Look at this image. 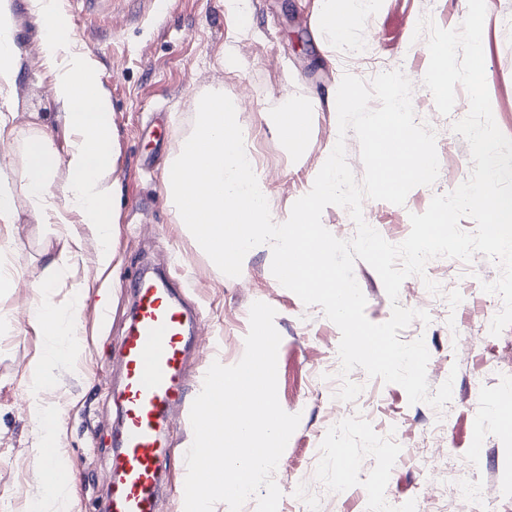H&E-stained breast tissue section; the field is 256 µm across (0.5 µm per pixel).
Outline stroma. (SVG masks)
Wrapping results in <instances>:
<instances>
[{
	"mask_svg": "<svg viewBox=\"0 0 512 512\" xmlns=\"http://www.w3.org/2000/svg\"><path fill=\"white\" fill-rule=\"evenodd\" d=\"M16 6L22 66L15 90L0 95V110L14 112L20 136L12 147L0 148V169L20 171L28 138L48 129L59 157L50 203L64 211L72 135L52 95L56 67L42 57L39 26L27 0H16ZM324 6L325 0H162L153 10L132 0L101 23L73 17V47L98 70L112 99L115 192L109 205L118 217L112 236L116 259L100 270L98 243L87 225L43 223L24 187L16 186V222L0 225V265L15 272L12 288L0 290V512H33L41 494L36 478L47 458L36 448L41 422L30 411L28 387L47 350L32 320L46 303L76 318L63 338L74 354L53 367L44 394L64 429L61 461L74 467L72 512H101L120 344L132 318L131 284L145 266L161 270L198 315L194 375L205 374L215 361H240L253 302L275 309L281 335L278 400L284 411L300 417L274 472L282 492L278 512H306L310 500L317 512H368L370 485L390 497L397 512L418 496L426 497L428 512H455L454 489L474 481L485 494L473 512H512V437L501 432L497 408L499 394L512 385V325L497 336L479 335L481 324L503 307L500 296L483 289L499 278L497 262L480 253L468 262L432 258L425 273L440 294L416 291L410 277L395 304L378 273L364 261L354 263L373 323L386 322L396 305L427 312L435 303H448L447 320L424 328L414 321L398 333L404 342L424 339L430 390L452 380L450 402L436 409L409 403L400 385L360 368L340 378L339 328L320 306L304 305L276 280L270 245L252 248L240 276L228 277L166 203L171 160L193 129L197 99L209 91L239 105L237 121L249 133L255 171L280 217L308 193L337 139L345 141L355 178L363 179L359 141L351 132L339 137L333 95L344 74L372 80L370 64L356 55L368 39L375 62L409 79L415 113H431L439 175L432 185L413 188L404 205L364 200V221L388 242L401 243L410 233L411 215L425 212L434 196L451 193L469 178L470 148L453 130L469 111L468 95L457 88L452 112L437 113L423 84L427 39L414 35L423 17L443 29L458 28L466 16L463 0H367L339 33L318 26ZM482 46L493 117L512 138V0H486ZM285 94L314 113L297 160L274 123ZM346 379L362 387L349 402L336 397ZM477 435L486 448L480 460L470 453ZM340 448L349 449L358 464L346 479L336 459Z\"/></svg>",
	"mask_w": 512,
	"mask_h": 512,
	"instance_id": "1",
	"label": "stroma"
}]
</instances>
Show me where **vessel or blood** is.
<instances>
[{"label":"vessel or blood","instance_id":"vessel-or-blood-1","mask_svg":"<svg viewBox=\"0 0 512 512\" xmlns=\"http://www.w3.org/2000/svg\"><path fill=\"white\" fill-rule=\"evenodd\" d=\"M132 288L136 305L121 348V423L113 434L106 512H157L159 477L179 454L168 443L166 421L189 390L190 317L166 281L144 272Z\"/></svg>","mask_w":512,"mask_h":512}]
</instances>
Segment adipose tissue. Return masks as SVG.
<instances>
[{"mask_svg":"<svg viewBox=\"0 0 512 512\" xmlns=\"http://www.w3.org/2000/svg\"><path fill=\"white\" fill-rule=\"evenodd\" d=\"M28 7L39 24L41 52L45 61L59 62L53 95L62 108L65 124L74 134L68 151L69 182L65 187L71 211L80 215L98 241L97 263L100 269L110 267L115 259L111 246L115 213L108 200L115 188L110 176L114 166L110 132L112 100L99 73L86 57L75 51L71 43L72 24L61 11L57 0H28ZM15 0H0V92L12 89L17 81L21 53L16 39ZM58 164V155L37 135L28 140L21 179L35 206L51 224L68 223L69 213L54 210L47 202L50 178ZM46 365H39L28 392L30 409L45 422L37 435L43 454L58 456L62 432L54 424V412L42 394L50 382Z\"/></svg>","mask_w":512,"mask_h":512,"instance_id":"1","label":"adipose tissue"}]
</instances>
